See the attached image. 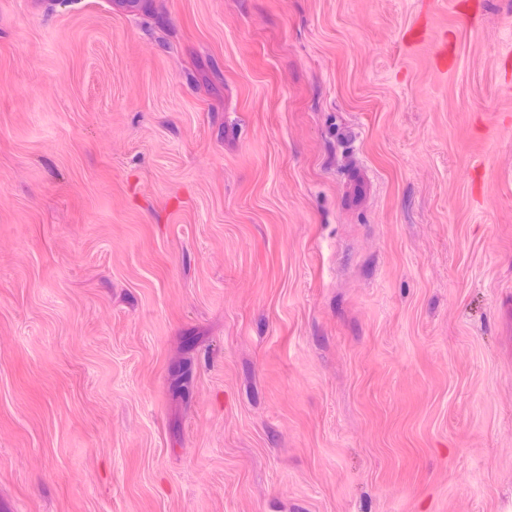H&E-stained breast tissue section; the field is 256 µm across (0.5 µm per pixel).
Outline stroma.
<instances>
[{"instance_id":"obj_1","label":"stroma","mask_w":512,"mask_h":512,"mask_svg":"<svg viewBox=\"0 0 512 512\" xmlns=\"http://www.w3.org/2000/svg\"><path fill=\"white\" fill-rule=\"evenodd\" d=\"M464 2L0 0V512H512V0Z\"/></svg>"}]
</instances>
